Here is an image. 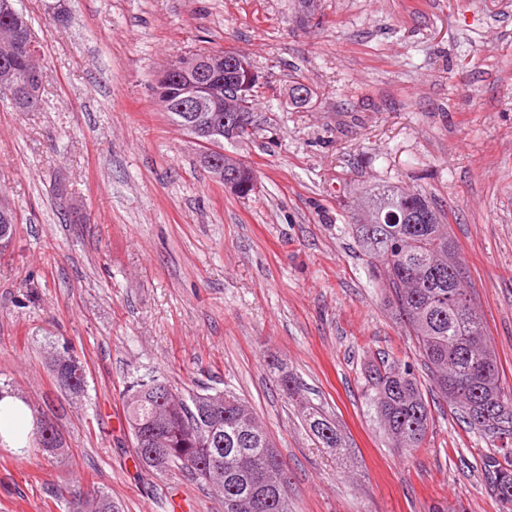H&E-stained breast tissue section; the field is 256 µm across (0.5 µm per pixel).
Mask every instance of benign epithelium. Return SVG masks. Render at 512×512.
Segmentation results:
<instances>
[{
  "instance_id": "obj_1",
  "label": "benign epithelium",
  "mask_w": 512,
  "mask_h": 512,
  "mask_svg": "<svg viewBox=\"0 0 512 512\" xmlns=\"http://www.w3.org/2000/svg\"><path fill=\"white\" fill-rule=\"evenodd\" d=\"M13 68L4 69L0 88L11 102L19 97V85L13 81ZM164 91L174 92L182 102L181 126L207 156L215 145L244 137L241 129H251L252 116L247 99L254 90L265 87L251 62L241 54L192 52L164 65L157 74ZM223 160L213 167V177L231 192L238 194L257 186L254 170L233 153L221 151Z\"/></svg>"
}]
</instances>
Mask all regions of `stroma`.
<instances>
[{"mask_svg": "<svg viewBox=\"0 0 512 512\" xmlns=\"http://www.w3.org/2000/svg\"><path fill=\"white\" fill-rule=\"evenodd\" d=\"M65 21L55 20L51 5ZM41 47L44 102L0 96V381L61 431L56 457L0 445V512H69L95 485L119 512H224L177 472L136 467L120 392L153 372L179 392L247 402L279 448L296 512H502L481 476L488 435L428 394L423 447L396 448L371 400L380 362L427 370L351 229L347 201L390 181L448 216L457 257L512 387V0H15ZM246 54L272 87L228 151L258 187L212 180L155 97L187 52ZM313 96L290 97L295 83ZM88 393L61 395L49 341ZM282 367L335 424L308 431ZM306 425L316 435L326 448H332L339 454L345 450L336 427L316 408L306 406Z\"/></svg>", "mask_w": 512, "mask_h": 512, "instance_id": "35a3bbf8", "label": "stroma"}]
</instances>
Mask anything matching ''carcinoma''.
<instances>
[{
    "mask_svg": "<svg viewBox=\"0 0 512 512\" xmlns=\"http://www.w3.org/2000/svg\"><path fill=\"white\" fill-rule=\"evenodd\" d=\"M0 67L13 62L1 28ZM22 94L32 106L16 111L35 112L42 101V82L19 74ZM360 213L352 214L351 229L374 277L391 293L396 319L410 336L432 391L461 411L472 430L498 441L481 457L483 478L504 512H512V390L499 378L496 355L487 341L481 316L465 276H456V258L448 217L421 192L380 181L361 191ZM50 370L60 388L72 397L86 392L83 366L67 351H58ZM285 397L306 401L305 390L294 378L278 379ZM373 403L380 423L398 447L414 451L423 446L432 426V414L422 383L412 365L399 360L369 371ZM172 390L156 375L130 380L122 397L135 458L141 469L155 473L179 471L224 494V512H293L288 496V472L271 437L250 407L240 398L216 391L210 395H180V404L158 416L160 392ZM46 415H32V443L47 456L62 448L58 430L45 436ZM306 425L322 444L344 451L336 427L316 408H308ZM159 442L163 452L152 457L149 448ZM77 512H113L112 496L93 491L76 498Z\"/></svg>",
    "mask_w": 512,
    "mask_h": 512,
    "instance_id": "1",
    "label": "carcinoma"
}]
</instances>
